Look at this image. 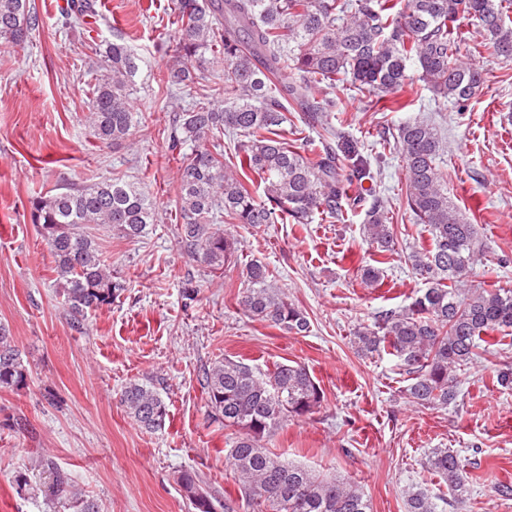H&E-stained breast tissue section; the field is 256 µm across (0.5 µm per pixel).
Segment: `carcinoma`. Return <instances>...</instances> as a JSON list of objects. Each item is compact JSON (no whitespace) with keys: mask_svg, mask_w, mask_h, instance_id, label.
I'll list each match as a JSON object with an SVG mask.
<instances>
[{"mask_svg":"<svg viewBox=\"0 0 512 512\" xmlns=\"http://www.w3.org/2000/svg\"><path fill=\"white\" fill-rule=\"evenodd\" d=\"M76 26L92 13V0H71ZM512 0H174L179 25L176 54L166 66L168 92L198 87L191 103L178 107L168 130L171 148L185 149L178 168V243L184 254L209 271L235 261L237 241L217 224H310L315 215L334 218L342 210L344 186L374 180L370 162L356 142L337 135V144L310 154L288 142L291 113L303 122H321L336 111L330 98L348 78L369 99L420 82L436 97L463 106L482 91L487 73L462 60L459 23L477 27L480 45L491 56L512 57ZM40 26L30 0H0V42L20 46ZM88 122L102 146L119 145L132 135L134 78L143 59L124 42L99 52ZM416 70L409 74L408 61ZM224 63V88L212 81L207 63ZM301 74L308 94L293 81ZM224 94V106L214 97ZM242 137L234 154L224 155V134ZM396 148L406 172V202L417 224L429 227L431 248L411 254L412 267L428 284L403 310H387L355 331L361 354L389 352L411 375L409 399L423 408L448 406L457 396V371L472 363L484 335L512 333V288H469L468 278L482 261L485 246L476 226L449 199L436 161L440 140L426 120L397 129ZM263 197L254 196L255 180ZM156 201L137 182L119 177L70 188L32 201L31 221L47 240L57 286L70 314L110 305L121 284L102 256L91 226H106L135 239L155 223ZM364 233L378 252L394 251L388 212L374 202ZM238 304L254 320L295 334L309 332L302 309L274 285L273 272L253 261L243 271ZM21 351L0 325V389L26 385ZM208 406L231 430L227 458L247 505L255 512H372L356 485L286 462L265 442L288 417L321 407L325 394L305 366L278 363L267 372L232 359L204 371ZM122 402L142 428L164 426L168 408L144 382H131ZM53 473L51 507L63 512H99L91 499L52 460L40 462ZM425 468L440 477L460 508L468 480L457 456L435 449ZM195 512H233L201 487L192 469L176 478ZM406 512H446L421 484L405 493Z\"/></svg>","mask_w":512,"mask_h":512,"instance_id":"1","label":"carcinoma"}]
</instances>
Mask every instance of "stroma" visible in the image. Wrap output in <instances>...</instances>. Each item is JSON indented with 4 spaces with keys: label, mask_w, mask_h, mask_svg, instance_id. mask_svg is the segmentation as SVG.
<instances>
[{
    "label": "stroma",
    "mask_w": 512,
    "mask_h": 512,
    "mask_svg": "<svg viewBox=\"0 0 512 512\" xmlns=\"http://www.w3.org/2000/svg\"><path fill=\"white\" fill-rule=\"evenodd\" d=\"M34 3L40 27L24 46L0 45V324L28 375L23 388L0 390V512H50L52 477L37 466L40 456L100 512H194L175 483L182 469L197 471L234 512H249L225 458L228 432L203 384L204 370L226 358L261 371L277 363L309 370L324 403L284 422L269 446L286 461L357 484L372 512H405L404 493L420 481L447 494L422 469L435 448L456 454L469 476L463 508L447 512H512V391L493 381L494 370L512 362V348L486 345L460 371L456 400L425 409L409 401V376L395 356H361L353 344L359 324L407 306L424 287L407 256L429 246L431 235L406 206L405 170L393 148L407 120L436 126L448 195L486 245L470 287L512 288V59L469 50L487 81L463 107L416 83L376 108L350 84L338 85L347 109L328 113L327 126L370 159L372 195L384 203L396 238L380 286L361 281L362 266L377 253L364 235V208L351 205L310 224L228 225L237 262L212 275L178 244L179 162L165 132L189 95L166 96L160 82L178 42L172 0H111L72 29L62 26L60 0ZM120 36L145 62L135 79L137 123L129 141L99 148L86 123L94 49ZM324 127H304L301 144L318 143ZM111 176L144 183L157 200V221L137 239L96 230L124 289L112 305L75 319L55 284L47 241L31 222V203ZM253 260L306 312L309 333L244 313L237 297ZM133 381L151 383L167 404L162 429H142L128 415L120 398ZM17 417L23 426H14ZM19 474L30 484L22 495Z\"/></svg>",
    "instance_id": "1"
}]
</instances>
